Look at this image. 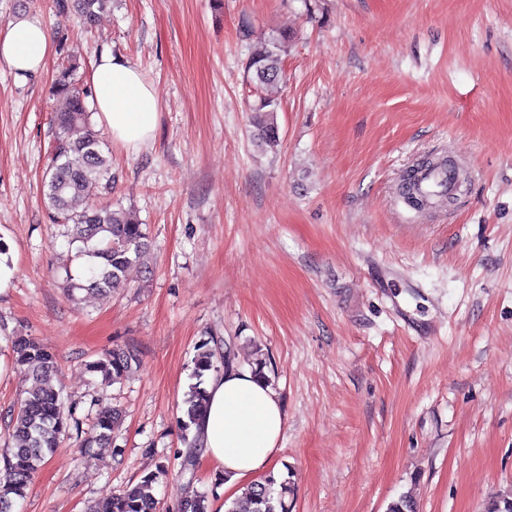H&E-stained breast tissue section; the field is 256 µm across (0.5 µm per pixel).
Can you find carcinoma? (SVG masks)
I'll list each match as a JSON object with an SVG mask.
<instances>
[{
	"label": "carcinoma",
	"mask_w": 512,
	"mask_h": 512,
	"mask_svg": "<svg viewBox=\"0 0 512 512\" xmlns=\"http://www.w3.org/2000/svg\"><path fill=\"white\" fill-rule=\"evenodd\" d=\"M112 0H55L56 12H76L83 24L91 26ZM291 35L283 30L260 38L247 63V77L258 91L278 86L283 78L284 56ZM74 67L62 70L55 85L56 107L52 117L55 141L51 152L45 196L53 216L67 225L69 244H78L77 256L86 259L83 278L67 281L69 292L87 290L112 291L126 286L127 271L150 249L146 225L123 209L91 197V189L101 195L112 192L116 174L112 173V157L104 151L101 133L90 121L86 98L90 91L72 82ZM279 103L265 94L259 97L251 116L250 136L262 151L280 143L279 127L274 120ZM15 363L23 367L31 379L24 389L19 407L11 415L10 427L15 445L0 452V466L9 473L7 483H0V512H14L18 501L25 498L34 475L46 462L60 436L72 428L83 436L80 447L102 446L111 438L122 411L112 409L99 415L87 430L75 416V408L65 403L61 392L49 382L57 367L55 354L39 341L17 336L10 340ZM236 364L227 352L217 362L209 342L197 345L193 358V377L182 401L180 426L182 440L188 448L181 474L195 466L199 448V422L204 412L205 378L218 375ZM140 365L138 354L129 348L115 347L89 366L90 371L120 380ZM168 476L160 466L121 492L95 504L92 512H158L155 484ZM291 486L288 478L269 472L252 481L242 495L224 502L225 512H290L286 495ZM178 512H210L208 496L192 490L183 499Z\"/></svg>",
	"instance_id": "cac0c4a2"
}]
</instances>
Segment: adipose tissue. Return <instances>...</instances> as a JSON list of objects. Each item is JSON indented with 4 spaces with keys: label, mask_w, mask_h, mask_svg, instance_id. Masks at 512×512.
<instances>
[{
    "label": "adipose tissue",
    "mask_w": 512,
    "mask_h": 512,
    "mask_svg": "<svg viewBox=\"0 0 512 512\" xmlns=\"http://www.w3.org/2000/svg\"><path fill=\"white\" fill-rule=\"evenodd\" d=\"M53 51L40 17L19 14L0 29V61L17 75L42 73ZM99 123L117 143L140 149L154 138L158 103L140 67L102 51L90 76ZM208 410L202 421L203 455L234 482L271 466L286 428L277 393L247 368L230 366L208 378Z\"/></svg>",
    "instance_id": "obj_1"
}]
</instances>
